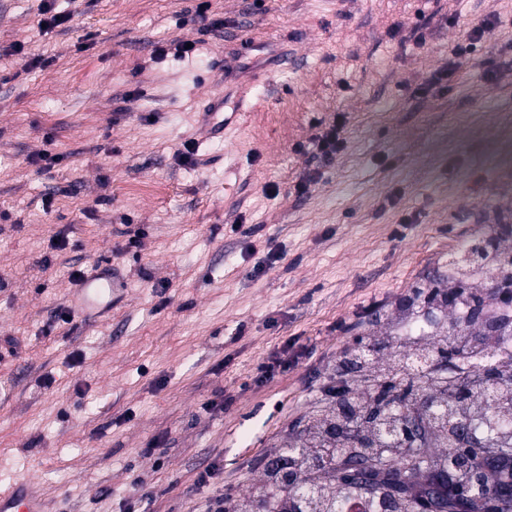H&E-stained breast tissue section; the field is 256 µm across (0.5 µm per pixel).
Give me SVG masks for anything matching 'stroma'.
Segmentation results:
<instances>
[{"label": "stroma", "instance_id": "stroma-1", "mask_svg": "<svg viewBox=\"0 0 512 512\" xmlns=\"http://www.w3.org/2000/svg\"><path fill=\"white\" fill-rule=\"evenodd\" d=\"M196 5L71 0L47 34L40 0H0V485L30 481L50 512H125L134 488L142 512L257 498L343 351L393 334L375 313L440 285L512 208V0H210L217 32ZM491 13L490 46L428 86ZM178 41L195 55L154 61ZM225 91L254 109L203 139ZM44 150L63 165L38 172ZM101 265L111 310L55 320L73 272ZM270 358L288 371L255 382ZM224 95L210 97L205 112L201 113L204 132L209 139L224 137V131L232 125V120L224 115ZM342 122L336 119L325 128L317 138L316 149L321 158L329 161L337 155L345 146V138Z\"/></svg>", "mask_w": 512, "mask_h": 512}]
</instances>
